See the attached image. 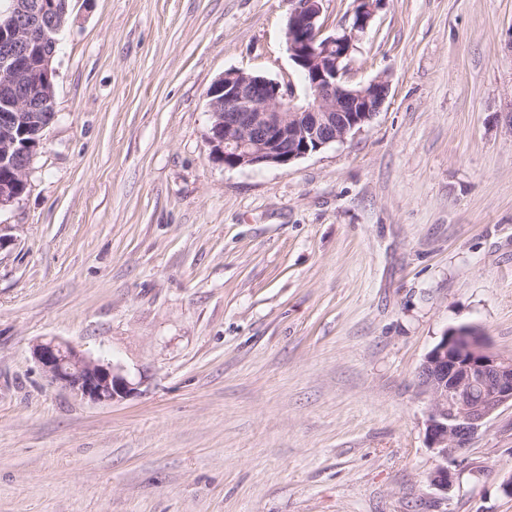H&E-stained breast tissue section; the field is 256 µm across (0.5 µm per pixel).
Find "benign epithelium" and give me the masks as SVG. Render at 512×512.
Here are the masks:
<instances>
[{
    "label": "benign epithelium",
    "instance_id": "7a95c632",
    "mask_svg": "<svg viewBox=\"0 0 512 512\" xmlns=\"http://www.w3.org/2000/svg\"><path fill=\"white\" fill-rule=\"evenodd\" d=\"M0 14V211L21 200L28 174L55 120L44 117L55 105L50 78L63 29L58 0H9ZM324 0H288L285 38L289 57L306 74V96L291 84L243 70L221 76L207 92L210 126L206 142L212 159L228 168L288 166L343 141L381 111L389 82L379 76L353 85L347 80L355 33L365 31L381 0H357L351 29L322 37ZM43 373L75 395L111 404L134 387L117 365L94 360L77 347L50 339L33 345ZM430 396L426 433L443 458L463 451L486 419L512 405V356L490 352L485 337L462 326L442 337L418 371ZM443 492L453 486L446 466L431 477Z\"/></svg>",
    "mask_w": 512,
    "mask_h": 512
}]
</instances>
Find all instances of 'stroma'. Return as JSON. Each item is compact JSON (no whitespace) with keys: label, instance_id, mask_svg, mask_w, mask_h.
Here are the masks:
<instances>
[{"label":"stroma","instance_id":"1","mask_svg":"<svg viewBox=\"0 0 512 512\" xmlns=\"http://www.w3.org/2000/svg\"><path fill=\"white\" fill-rule=\"evenodd\" d=\"M287 0H71L56 120L0 211V512H512V407L450 465L417 372L512 355V0H384L349 80L382 110L286 167L209 156L225 72L305 78ZM55 338L123 367L51 383ZM32 354L52 383L90 402L112 404L135 389L120 366L94 360L69 343L40 341L33 345Z\"/></svg>","mask_w":512,"mask_h":512}]
</instances>
